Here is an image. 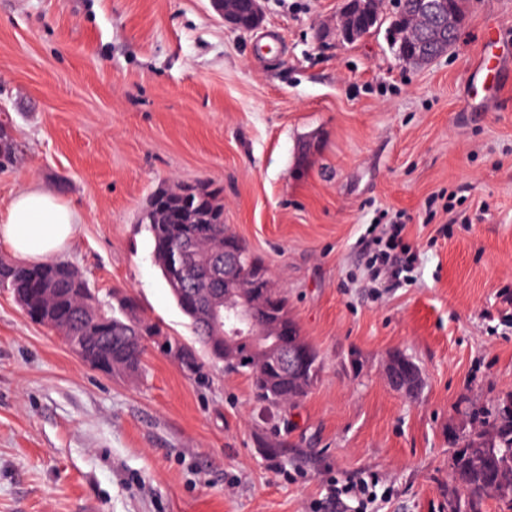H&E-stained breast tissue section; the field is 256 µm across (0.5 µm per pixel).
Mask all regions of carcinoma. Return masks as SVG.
<instances>
[{"mask_svg":"<svg viewBox=\"0 0 512 512\" xmlns=\"http://www.w3.org/2000/svg\"><path fill=\"white\" fill-rule=\"evenodd\" d=\"M360 8L351 16L352 24L367 33L382 26L383 17L375 0H359ZM426 20L417 10L416 0H400L399 11L390 17L386 40L395 55L411 47L408 31L425 27ZM15 159L12 140L0 125V166ZM144 222L153 240V254L162 277L174 299L190 319L194 334L209 358L217 361L224 351L222 338L207 329L201 320L204 301L193 290L182 291L165 266L164 255L179 241L189 239L200 258L224 257V203L221 188L207 184H180L153 194ZM244 263L253 268L256 287L251 298L258 316L255 327L283 319L293 328L292 338L304 347L307 360L297 372H283L259 352L256 338L240 348L242 361L224 369L242 374L250 381L259 403L269 408L288 409L308 395L322 371L319 352L301 334L291 316L288 301L273 287L271 269L244 243H239ZM0 287L23 296L37 315V322L57 329L72 326L73 339L90 365L104 364L112 370L136 372L141 369L145 342L158 339L161 346L189 371L198 368L195 351L167 337L163 327L141 317L137 302L119 292L104 304L86 278L68 262L55 260L41 264L0 262ZM397 392L413 397L422 388L421 372L410 356L394 368ZM512 407L504 408L481 429L456 439L453 474L456 492L452 493L450 512H481L485 497L499 494L502 485L512 486Z\"/></svg>","mask_w":512,"mask_h":512,"instance_id":"obj_1","label":"carcinoma"}]
</instances>
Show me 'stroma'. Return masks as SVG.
I'll list each match as a JSON object with an SVG mask.
<instances>
[{
    "label": "stroma",
    "mask_w": 512,
    "mask_h": 512,
    "mask_svg": "<svg viewBox=\"0 0 512 512\" xmlns=\"http://www.w3.org/2000/svg\"><path fill=\"white\" fill-rule=\"evenodd\" d=\"M340 6L264 0L239 33L210 0H0V211L55 192L80 216L59 259L193 347L141 216L159 188L217 184L323 359L267 420L282 467L245 376L152 342L141 372L99 370L0 288V512H316L368 474L380 512H448L450 431L512 405V0H467L456 47L421 67L381 30L322 40ZM400 212L416 280L372 287L361 240ZM393 353L418 396L391 389ZM401 355L405 357V363L394 368L392 376L396 377L399 384V388L394 390L408 397H413L422 388L421 372L412 357L406 354Z\"/></svg>",
    "instance_id": "35a3bbf8"
}]
</instances>
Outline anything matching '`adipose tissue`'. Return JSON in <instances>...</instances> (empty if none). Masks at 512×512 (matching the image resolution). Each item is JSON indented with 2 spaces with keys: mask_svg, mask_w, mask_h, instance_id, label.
Returning a JSON list of instances; mask_svg holds the SVG:
<instances>
[{
  "mask_svg": "<svg viewBox=\"0 0 512 512\" xmlns=\"http://www.w3.org/2000/svg\"><path fill=\"white\" fill-rule=\"evenodd\" d=\"M77 222L76 212L55 193L27 188L0 212V243L19 260L41 262L62 250Z\"/></svg>",
  "mask_w": 512,
  "mask_h": 512,
  "instance_id": "ef3b65f1",
  "label": "adipose tissue"
}]
</instances>
